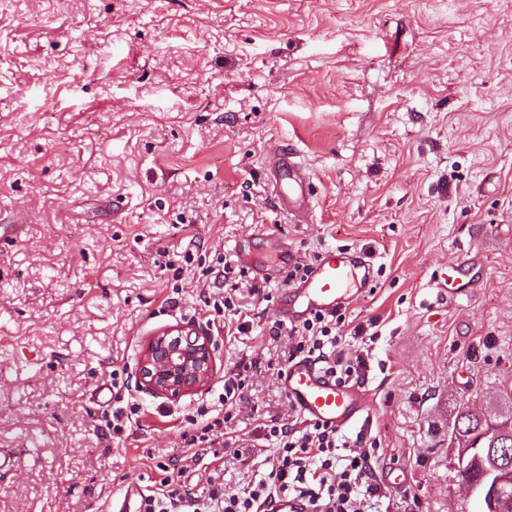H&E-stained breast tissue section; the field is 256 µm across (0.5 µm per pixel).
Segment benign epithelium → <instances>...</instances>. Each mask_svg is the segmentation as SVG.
Wrapping results in <instances>:
<instances>
[{
	"label": "benign epithelium",
	"instance_id": "1",
	"mask_svg": "<svg viewBox=\"0 0 512 512\" xmlns=\"http://www.w3.org/2000/svg\"><path fill=\"white\" fill-rule=\"evenodd\" d=\"M215 367L208 332L176 327L149 337L135 370L136 387L157 397L177 400L203 388ZM455 470L466 476L467 491L481 498L484 512H512V466L501 463L492 448H473L454 432L448 435Z\"/></svg>",
	"mask_w": 512,
	"mask_h": 512
}]
</instances>
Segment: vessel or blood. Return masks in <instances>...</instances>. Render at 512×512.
<instances>
[{"label":"vessel or blood","instance_id":"obj_1","mask_svg":"<svg viewBox=\"0 0 512 512\" xmlns=\"http://www.w3.org/2000/svg\"><path fill=\"white\" fill-rule=\"evenodd\" d=\"M272 182L280 202L295 219L307 222L310 192L301 164L293 154H280L272 170ZM372 264L365 253L328 248L321 253L310 274L291 289L280 310L283 317L300 321L315 312L333 313L360 299L370 288ZM289 402L308 419L339 428L357 423L367 412L365 394L356 386L342 385L315 363L288 364L280 377ZM145 495L139 484H129L118 512H145Z\"/></svg>","mask_w":512,"mask_h":512}]
</instances>
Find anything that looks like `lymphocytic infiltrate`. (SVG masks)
I'll use <instances>...</instances> for the list:
<instances>
[{
  "label": "lymphocytic infiltrate",
  "instance_id": "f902f5d3",
  "mask_svg": "<svg viewBox=\"0 0 512 512\" xmlns=\"http://www.w3.org/2000/svg\"><path fill=\"white\" fill-rule=\"evenodd\" d=\"M233 271L231 262L221 255L204 269L217 291L205 298L202 311L213 326H232L243 333L248 329L245 308L222 291ZM344 320L340 312H318L306 318L293 330L295 343L288 352L289 361H314L340 384L362 377L364 357H350L343 351ZM249 381L248 370L234 373L225 379L216 404L200 405L195 416L189 417L183 432L188 447L184 462L161 465V490L149 497L147 512H179L186 503L179 488L188 481L191 465L203 462L215 435L234 434ZM262 436L269 453L252 485L230 493L223 484L214 483L207 495L188 502L193 512H262L282 495L302 500L307 512H373L383 498L384 488L373 473V449L351 446L337 427L303 419L295 411L289 421L274 419L263 425Z\"/></svg>",
  "mask_w": 512,
  "mask_h": 512
}]
</instances>
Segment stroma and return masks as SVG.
<instances>
[{"instance_id":"35a3bbf8","label":"stroma","mask_w":512,"mask_h":512,"mask_svg":"<svg viewBox=\"0 0 512 512\" xmlns=\"http://www.w3.org/2000/svg\"><path fill=\"white\" fill-rule=\"evenodd\" d=\"M284 149L307 224L269 180ZM264 230L309 266L330 246L373 259L344 310L371 415L345 434L376 446V476L407 474L380 512H478L448 434L463 404L512 417V0H0V512H113L128 483L156 489L187 415L241 367L246 442L287 414L291 268ZM244 244L273 274L238 282L248 332H213L203 389L137 392L113 439L97 388L154 333L205 327L199 262ZM452 264L461 300L440 292ZM259 468L224 453L193 491H243Z\"/></svg>"}]
</instances>
